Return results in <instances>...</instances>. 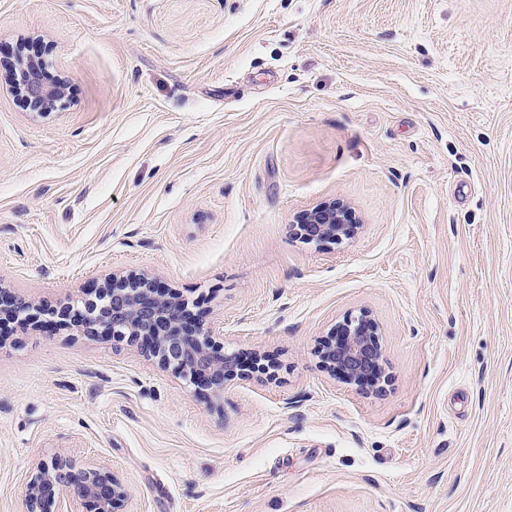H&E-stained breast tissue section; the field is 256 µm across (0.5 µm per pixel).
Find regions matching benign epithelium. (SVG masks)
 I'll list each match as a JSON object with an SVG mask.
<instances>
[{
  "instance_id": "1",
  "label": "benign epithelium",
  "mask_w": 512,
  "mask_h": 512,
  "mask_svg": "<svg viewBox=\"0 0 512 512\" xmlns=\"http://www.w3.org/2000/svg\"><path fill=\"white\" fill-rule=\"evenodd\" d=\"M42 62L21 52L14 74V89L39 111H47L64 98L61 83L48 85L41 75ZM351 207L338 200L313 208L300 224L292 225L299 238L316 243H341L358 230ZM85 317L76 320L79 333L96 334L115 342H137L158 360L189 378L195 391L219 397L232 365L215 347L223 328L194 321L172 294L146 278H112L95 297L84 303ZM341 339L321 350V362L332 372L359 385L366 375L381 389L386 382L377 323L366 311L349 317L342 325ZM127 493L110 472L88 462L77 464L67 451L39 461L27 483L26 512H47L58 502L60 512H120Z\"/></svg>"
}]
</instances>
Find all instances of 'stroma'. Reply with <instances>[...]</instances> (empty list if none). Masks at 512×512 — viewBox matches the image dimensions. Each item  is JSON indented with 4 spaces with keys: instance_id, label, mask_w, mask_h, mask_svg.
I'll return each instance as SVG.
<instances>
[{
    "instance_id": "35a3bbf8",
    "label": "stroma",
    "mask_w": 512,
    "mask_h": 512,
    "mask_svg": "<svg viewBox=\"0 0 512 512\" xmlns=\"http://www.w3.org/2000/svg\"><path fill=\"white\" fill-rule=\"evenodd\" d=\"M66 95L12 90L19 48ZM341 199L355 237L292 227ZM144 276L252 359L204 399L58 312ZM0 512H512V0H0ZM377 321L388 382L320 361ZM127 493L110 472L94 463L77 464L67 451L39 461L27 483L26 512L47 511L58 501V512H119Z\"/></svg>"
}]
</instances>
